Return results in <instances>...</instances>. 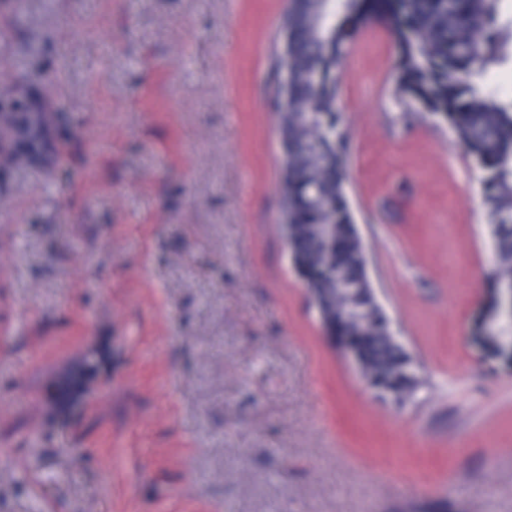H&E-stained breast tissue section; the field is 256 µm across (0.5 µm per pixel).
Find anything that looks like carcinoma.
Listing matches in <instances>:
<instances>
[{
    "instance_id": "cac0c4a2",
    "label": "carcinoma",
    "mask_w": 512,
    "mask_h": 512,
    "mask_svg": "<svg viewBox=\"0 0 512 512\" xmlns=\"http://www.w3.org/2000/svg\"><path fill=\"white\" fill-rule=\"evenodd\" d=\"M501 0H298L286 12L288 54H275L287 80L288 105H277L288 157L279 191L280 223L297 226L290 239L297 272L330 296L328 315L357 334L358 352L376 385L403 400L419 381L407 374L409 356L387 339L385 318L367 293L364 261L354 245V220L345 193L348 137L336 107L339 69L361 27L395 20L394 96L405 110L423 109L443 119L483 172L497 260L495 287L512 285V98L494 99L484 77L512 55V23ZM4 140L13 141L0 172L44 153L48 117L8 93H0ZM93 354L57 385L63 398L98 374Z\"/></svg>"
}]
</instances>
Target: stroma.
Instances as JSON below:
<instances>
[{
  "label": "stroma",
  "mask_w": 512,
  "mask_h": 512,
  "mask_svg": "<svg viewBox=\"0 0 512 512\" xmlns=\"http://www.w3.org/2000/svg\"><path fill=\"white\" fill-rule=\"evenodd\" d=\"M287 0H0V78L53 123L0 177V512H512V345L481 173L397 120L370 23L336 75L372 287L423 380L370 389L277 219ZM105 363L62 421L43 390Z\"/></svg>",
  "instance_id": "stroma-1"
}]
</instances>
